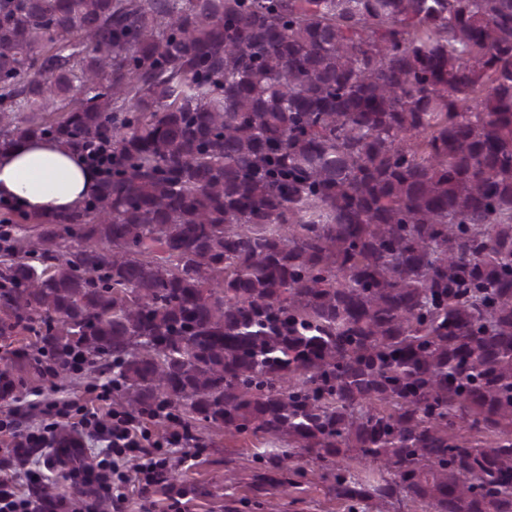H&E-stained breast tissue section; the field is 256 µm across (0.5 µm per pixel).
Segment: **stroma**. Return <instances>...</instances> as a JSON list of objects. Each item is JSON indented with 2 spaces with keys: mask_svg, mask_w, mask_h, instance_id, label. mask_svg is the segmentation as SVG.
<instances>
[{
  "mask_svg": "<svg viewBox=\"0 0 512 512\" xmlns=\"http://www.w3.org/2000/svg\"><path fill=\"white\" fill-rule=\"evenodd\" d=\"M40 346L36 332L24 325L12 336L0 338V368L10 367L17 383L13 397L0 399V416L24 405L36 390L48 397L88 398L94 381L86 372L69 374L53 386L42 380L36 360ZM186 424L202 454L193 460L180 452L169 454L168 470L174 476L173 491L185 493L191 512H378L371 503L354 509L336 500L328 482L316 476L306 477L286 493L274 483H259V474L271 470L264 456L268 443L263 439L232 435L185 414L168 424L150 421L146 427L155 435ZM32 462L53 483L55 498L71 499L79 506L94 500L95 487L84 482L82 465L59 464L48 451L35 454Z\"/></svg>",
  "mask_w": 512,
  "mask_h": 512,
  "instance_id": "obj_1",
  "label": "stroma"
}]
</instances>
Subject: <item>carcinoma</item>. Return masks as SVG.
Here are the masks:
<instances>
[{"instance_id": "obj_1", "label": "carcinoma", "mask_w": 512, "mask_h": 512, "mask_svg": "<svg viewBox=\"0 0 512 512\" xmlns=\"http://www.w3.org/2000/svg\"><path fill=\"white\" fill-rule=\"evenodd\" d=\"M25 137L106 171L10 253L0 336L354 506L512 512V0H0Z\"/></svg>"}]
</instances>
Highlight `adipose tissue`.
Listing matches in <instances>:
<instances>
[{
    "mask_svg": "<svg viewBox=\"0 0 512 512\" xmlns=\"http://www.w3.org/2000/svg\"><path fill=\"white\" fill-rule=\"evenodd\" d=\"M98 183V172L55 140L23 139L0 152V199L34 214L71 212Z\"/></svg>",
    "mask_w": 512,
    "mask_h": 512,
    "instance_id": "1",
    "label": "adipose tissue"
}]
</instances>
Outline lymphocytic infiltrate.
Segmentation results:
<instances>
[{"label":"lymphocytic infiltrate","mask_w":512,"mask_h":512,"mask_svg":"<svg viewBox=\"0 0 512 512\" xmlns=\"http://www.w3.org/2000/svg\"><path fill=\"white\" fill-rule=\"evenodd\" d=\"M32 408L40 416L36 427L28 425L18 409L0 418V437L10 438L15 451L11 464L0 463V512H69L71 504L67 500L55 501L49 510L35 496L33 488L40 484V477L29 476L24 485L15 477L17 468L26 465L34 449L54 447L60 426H72L99 444L97 489L101 499L111 502L112 512H124L126 497L120 491L123 484L135 481L140 495H152L168 485V449L198 445L196 437L185 430L152 437L146 424L162 421L163 416L157 411L132 415L112 409L102 415L81 401L65 398L42 399ZM127 456L136 462L130 474L120 468L121 460Z\"/></svg>","instance_id":"obj_1"}]
</instances>
